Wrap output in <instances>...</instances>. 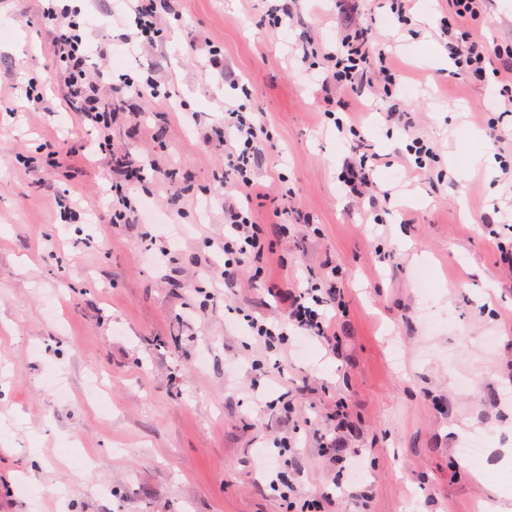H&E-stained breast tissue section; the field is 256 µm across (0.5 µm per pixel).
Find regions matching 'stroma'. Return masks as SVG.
<instances>
[{"label":"stroma","mask_w":512,"mask_h":512,"mask_svg":"<svg viewBox=\"0 0 512 512\" xmlns=\"http://www.w3.org/2000/svg\"><path fill=\"white\" fill-rule=\"evenodd\" d=\"M269 3L165 0L167 40L131 53L117 40L120 0H77L117 72L171 83L169 100L117 102L105 158L87 153L90 131L63 109L38 0H0V512H284L265 451L279 437L295 448L303 490L346 484L333 512H512V497L492 492L512 489L500 464L512 448V258L484 228L501 221L512 187L483 163L512 162V146L489 137L493 89L449 80L438 40L448 0H415L411 34L384 0H361L359 18L402 71L417 134L440 155L429 176L414 172L384 102L351 101L382 157L375 181L415 196L376 225L337 179L349 149L323 112L340 91L326 69L303 75L297 49L332 43L345 17L336 0H299L293 27L272 32L260 24ZM212 44L273 138L262 183L282 176L295 190L274 275L293 291L310 268L342 277L334 341L289 337L280 376L254 370L264 350L241 318L266 313L264 284L204 294L224 272V211L208 195L224 151L204 135L230 94L207 63ZM31 81L48 110L30 109ZM47 139L76 167L43 170ZM127 164L151 168L132 192L145 217L108 229L106 192ZM61 193L76 215L60 216ZM288 388L297 431L269 405ZM340 398L349 417L336 445L361 452L354 477L318 451ZM475 441L482 456L462 457Z\"/></svg>","instance_id":"obj_1"}]
</instances>
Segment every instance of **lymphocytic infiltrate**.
<instances>
[{
	"instance_id": "obj_1",
	"label": "lymphocytic infiltrate",
	"mask_w": 512,
	"mask_h": 512,
	"mask_svg": "<svg viewBox=\"0 0 512 512\" xmlns=\"http://www.w3.org/2000/svg\"><path fill=\"white\" fill-rule=\"evenodd\" d=\"M126 2L134 18L131 32L121 37L122 44L141 49L153 47L164 37L157 25L160 0ZM484 2L448 0V16L441 21L440 30L452 63L449 78L462 76L472 82L495 85L497 97L488 103L487 109L500 111L501 116L491 123L490 136L494 142L502 144L512 142V127L503 124L504 118L512 117V81L501 79L502 69L512 70V44L490 46L474 38L471 24L481 17ZM41 19L50 28L53 55L67 78L64 99L67 111L81 124L96 131L97 137L90 141V148L105 156L112 154V106L101 98L103 77L111 71L107 49L91 51L87 22L80 9L70 5L69 0H43ZM321 59L328 63L334 81L346 95L357 98L369 91L385 102V122L403 129L407 136L406 151L413 157L416 167L430 169L437 157L435 147L416 134L413 117L405 104L395 98L394 90L399 81L397 66L388 53L373 46L370 28L360 22L340 28L335 50L324 52L322 57H315L308 48L302 51L301 61L308 68H316ZM345 111L344 103L339 101L324 112L325 118L333 121L339 136L351 139L352 157L344 165L338 181L350 197L372 198L380 192L372 176L380 156L360 130L348 129L343 119ZM214 135L224 149V171L217 180L235 191L234 196L224 200V278L236 280L241 269L250 268L253 281H265L270 296L288 302L286 317L248 316L252 335L268 349L281 343L291 332L328 339L331 326L327 310L342 304L336 273L311 276L308 287L293 294L285 293L279 283L267 279L265 258L276 246L268 227L273 224L280 232H287L291 190L282 184L271 194L264 191L259 180L262 151L270 141L266 126L251 102L232 101L225 104L224 120L215 127ZM258 201L269 205L267 219L263 222L259 221L254 208ZM270 487L278 493L286 512H330L336 500L335 492L328 490L316 496L302 494L294 478L282 471L277 472Z\"/></svg>"
}]
</instances>
